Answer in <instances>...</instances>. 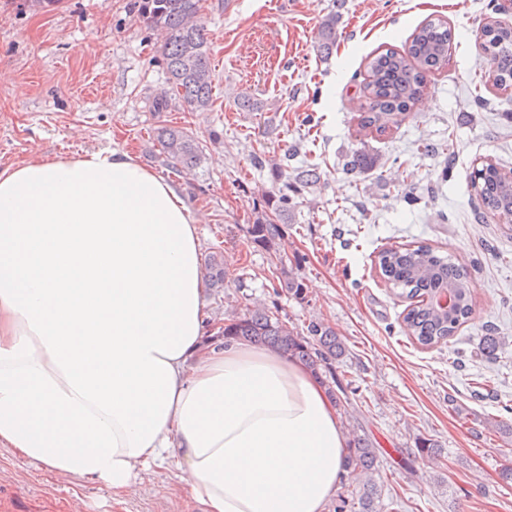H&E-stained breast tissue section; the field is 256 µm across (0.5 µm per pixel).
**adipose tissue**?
Masks as SVG:
<instances>
[{"label":"adipose tissue","mask_w":512,"mask_h":512,"mask_svg":"<svg viewBox=\"0 0 512 512\" xmlns=\"http://www.w3.org/2000/svg\"><path fill=\"white\" fill-rule=\"evenodd\" d=\"M183 191L114 151L0 170V447L120 503L172 461L199 512H323L342 416L299 359L207 335Z\"/></svg>","instance_id":"ef3b65f1"}]
</instances>
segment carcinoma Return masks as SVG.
<instances>
[{
  "mask_svg": "<svg viewBox=\"0 0 512 512\" xmlns=\"http://www.w3.org/2000/svg\"><path fill=\"white\" fill-rule=\"evenodd\" d=\"M200 0H142L141 16L149 28H163L167 40L160 58L174 95L190 112H208L213 107L212 70L207 29L198 20ZM338 17L329 15L321 24L319 50L330 54L336 48ZM482 48L489 69L480 84L501 90L512 88V27L489 17L481 29ZM453 33L448 22L435 18L416 28L404 52L387 48L366 58L369 102L361 115L364 130L385 132L395 117L410 110L424 95L427 77L448 66ZM160 141L176 171L191 169L200 162L202 151L187 132L165 128ZM472 186L482 206L494 213L512 212V175L486 161L473 171ZM293 198L288 189L268 196L264 216L249 225L251 243L268 251L282 234L281 220ZM384 280L401 289L410 300L403 316L405 329L416 343L430 347L448 340L473 314L475 285L464 264L428 244L384 248L375 256ZM208 281L213 288L224 287V260L213 253L207 259ZM281 291L295 299L305 298L303 280L293 273L282 276ZM455 298L452 309L439 311L433 300L443 291ZM221 335L259 346H269L300 361L320 375L333 373L335 363L347 356L346 343L333 329L312 321L299 332L268 310L254 309L229 320ZM379 453L365 437L353 439L346 462L347 496L339 499L336 512L350 507L354 512H387L382 484L376 469Z\"/></svg>",
  "mask_w": 512,
  "mask_h": 512,
  "instance_id": "cac0c4a2",
  "label": "carcinoma"
}]
</instances>
